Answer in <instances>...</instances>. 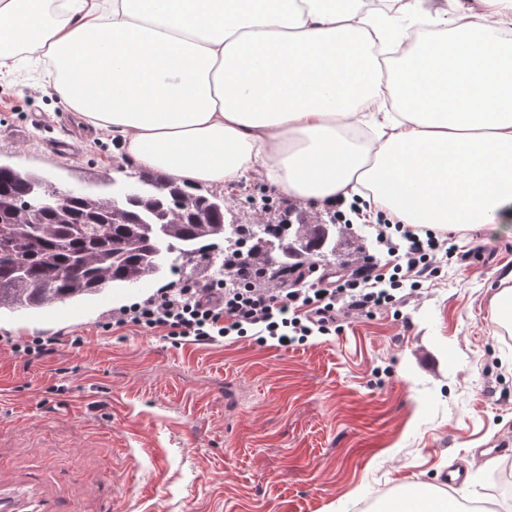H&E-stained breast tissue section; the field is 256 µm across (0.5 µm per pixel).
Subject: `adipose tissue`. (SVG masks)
Returning <instances> with one entry per match:
<instances>
[{
    "instance_id": "adipose-tissue-1",
    "label": "adipose tissue",
    "mask_w": 512,
    "mask_h": 512,
    "mask_svg": "<svg viewBox=\"0 0 512 512\" xmlns=\"http://www.w3.org/2000/svg\"><path fill=\"white\" fill-rule=\"evenodd\" d=\"M394 2L0 0V74L24 49L85 124L182 183L259 171L321 205L360 193L404 224L512 235V0L468 22Z\"/></svg>"
}]
</instances>
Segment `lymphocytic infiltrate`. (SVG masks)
Here are the masks:
<instances>
[{
    "instance_id": "f902f5d3",
    "label": "lymphocytic infiltrate",
    "mask_w": 512,
    "mask_h": 512,
    "mask_svg": "<svg viewBox=\"0 0 512 512\" xmlns=\"http://www.w3.org/2000/svg\"><path fill=\"white\" fill-rule=\"evenodd\" d=\"M385 266H359L345 275L309 278L305 267L276 281L252 278L228 262L219 278H190L161 289L144 304L122 311L116 326L160 329L173 339L208 344L224 336L256 333L282 345L330 334L340 310L367 313L392 305L397 291L438 277L455 248L446 236L412 224L378 219L371 230Z\"/></svg>"
}]
</instances>
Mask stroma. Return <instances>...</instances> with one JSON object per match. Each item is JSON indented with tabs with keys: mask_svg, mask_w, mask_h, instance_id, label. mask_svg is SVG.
<instances>
[{
	"mask_svg": "<svg viewBox=\"0 0 512 512\" xmlns=\"http://www.w3.org/2000/svg\"><path fill=\"white\" fill-rule=\"evenodd\" d=\"M44 68L0 78V162L61 189L112 194L137 165L112 136L41 92ZM74 144L53 149L49 135ZM432 285L394 305L343 313L330 336L282 347L227 336L210 345L112 326L160 287L205 277L217 251L165 282L78 303L0 314V459L12 476L63 494L73 512H379L389 498L441 493L464 465L462 502L512 505L494 478L512 454V335L490 303L512 273V237L477 225ZM370 227L350 224L323 273L366 262ZM55 339L33 359L15 345Z\"/></svg>",
	"mask_w": 512,
	"mask_h": 512,
	"instance_id": "stroma-1",
	"label": "stroma"
}]
</instances>
